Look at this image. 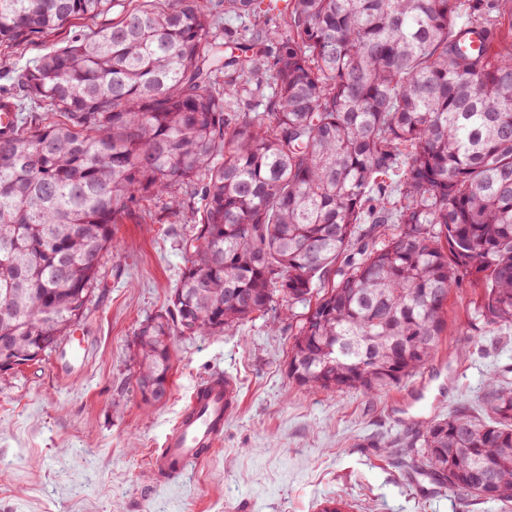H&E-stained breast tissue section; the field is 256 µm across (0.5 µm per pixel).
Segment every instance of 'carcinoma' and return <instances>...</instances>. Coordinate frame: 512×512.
<instances>
[{
  "mask_svg": "<svg viewBox=\"0 0 512 512\" xmlns=\"http://www.w3.org/2000/svg\"><path fill=\"white\" fill-rule=\"evenodd\" d=\"M264 2L141 0L16 73L35 108L0 126V362L76 331L112 225L163 196L194 223L190 266L175 321L136 336L142 381L169 383L174 328L228 334L279 295L310 304L288 357L309 392L425 367L464 277L476 317L512 326V0H285L282 34ZM116 6L0 0V44ZM223 13L248 25L221 40ZM196 181L197 211L176 195ZM398 453L512 508V386Z\"/></svg>",
  "mask_w": 512,
  "mask_h": 512,
  "instance_id": "1",
  "label": "carcinoma"
}]
</instances>
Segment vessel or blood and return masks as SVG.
Returning <instances> with one entry per match:
<instances>
[{
	"mask_svg": "<svg viewBox=\"0 0 512 512\" xmlns=\"http://www.w3.org/2000/svg\"><path fill=\"white\" fill-rule=\"evenodd\" d=\"M88 336H72L63 344L55 360L60 380L77 378L90 353ZM236 398L233 381L218 375L197 386L191 401L167 435L160 454L153 459L155 468L165 469L173 477H184L192 465L204 460L205 449L214 447L224 434Z\"/></svg>",
	"mask_w": 512,
	"mask_h": 512,
	"instance_id": "b4317fda",
	"label": "vessel or blood"
}]
</instances>
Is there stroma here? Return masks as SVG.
Here are the masks:
<instances>
[{"mask_svg":"<svg viewBox=\"0 0 512 512\" xmlns=\"http://www.w3.org/2000/svg\"><path fill=\"white\" fill-rule=\"evenodd\" d=\"M71 31L0 44V92ZM148 207L152 220L134 214L114 227L118 248L78 325L92 339L83 374L59 381L52 352L0 372V512H320L337 497L349 512H462L458 492L421 489L387 449L459 407L478 411L489 377L512 384V329L476 320L470 282L450 290L434 359L400 383L312 394L289 380L298 304L275 326L265 314L232 336L174 334L168 395L152 402L134 341L147 320L168 316L192 227L164 201ZM218 373L237 398L220 445L190 480L158 479L152 457L195 386Z\"/></svg>","mask_w":512,"mask_h":512,"instance_id":"1","label":"stroma"}]
</instances>
